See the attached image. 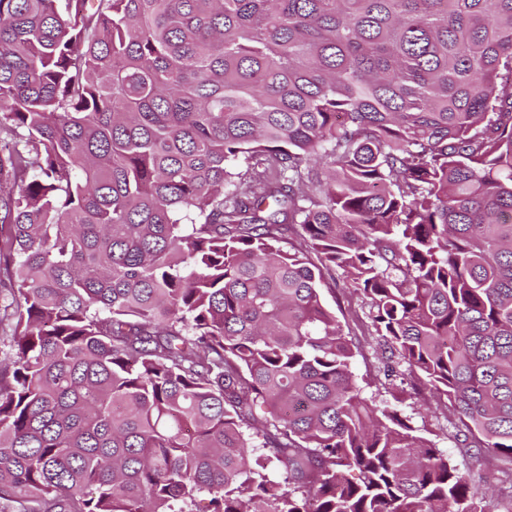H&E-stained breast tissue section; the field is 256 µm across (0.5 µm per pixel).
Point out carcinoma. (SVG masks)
Segmentation results:
<instances>
[{
    "label": "carcinoma",
    "instance_id": "cac0c4a2",
    "mask_svg": "<svg viewBox=\"0 0 512 512\" xmlns=\"http://www.w3.org/2000/svg\"><path fill=\"white\" fill-rule=\"evenodd\" d=\"M338 272L512 459V0H0V512H483ZM330 287L324 289L325 302L336 313L344 332L356 346L352 372L363 395L380 408L398 411L417 429L418 435L431 439L448 454L471 486L483 492L485 512L509 511L511 463L491 455L486 465L479 468L468 456L460 454L455 431L444 427L433 398L425 390H415L407 375L401 381L385 379L380 347L376 341L368 342L362 333L368 314L362 299L337 273L336 285L330 284Z\"/></svg>",
    "mask_w": 512,
    "mask_h": 512
}]
</instances>
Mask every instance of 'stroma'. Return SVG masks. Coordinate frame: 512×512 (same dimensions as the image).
Returning a JSON list of instances; mask_svg holds the SVG:
<instances>
[{"label":"stroma","instance_id":"1","mask_svg":"<svg viewBox=\"0 0 512 512\" xmlns=\"http://www.w3.org/2000/svg\"><path fill=\"white\" fill-rule=\"evenodd\" d=\"M324 298L355 345L352 372L364 396L378 407L398 411L418 435L431 439L448 454L471 486L483 492L484 512H512V463L493 456L485 466L478 467L468 456L460 454L455 432L444 427L433 398L426 391L415 390L409 380L385 379L381 350L362 333L368 309L361 298L341 279L325 289Z\"/></svg>","mask_w":512,"mask_h":512}]
</instances>
